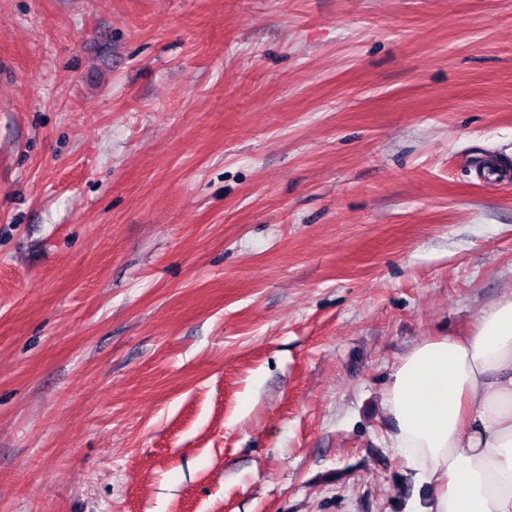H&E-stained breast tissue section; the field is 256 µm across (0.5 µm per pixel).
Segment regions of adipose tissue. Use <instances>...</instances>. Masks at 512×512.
I'll list each match as a JSON object with an SVG mask.
<instances>
[{"label":"adipose tissue","mask_w":512,"mask_h":512,"mask_svg":"<svg viewBox=\"0 0 512 512\" xmlns=\"http://www.w3.org/2000/svg\"><path fill=\"white\" fill-rule=\"evenodd\" d=\"M383 408L392 448L430 491L412 512H512V295L471 335L416 345Z\"/></svg>","instance_id":"obj_1"}]
</instances>
